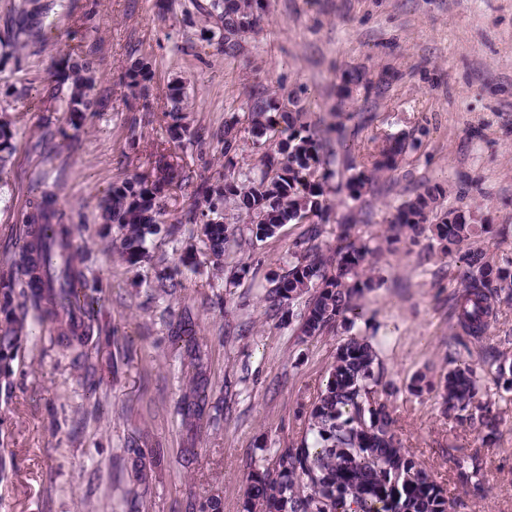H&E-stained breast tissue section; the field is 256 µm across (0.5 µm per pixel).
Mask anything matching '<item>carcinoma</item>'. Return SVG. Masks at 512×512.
Masks as SVG:
<instances>
[{
	"mask_svg": "<svg viewBox=\"0 0 512 512\" xmlns=\"http://www.w3.org/2000/svg\"><path fill=\"white\" fill-rule=\"evenodd\" d=\"M37 0H11V21L0 46L11 50L15 64L20 52L38 38ZM262 8L261 0H208L201 7L216 30L207 40L219 38L224 55L236 54L239 39L252 28L253 12ZM100 63L93 51L65 54L51 68L43 87V97L69 114L73 129L82 127L87 114L94 111L95 89ZM152 80V67L137 58L125 69L121 82L136 100L146 99ZM170 108L164 113L166 132L171 142L201 147L217 140L221 143L228 168L235 167L238 151L235 126L224 123V132L207 131L193 125L187 111V94L174 86L168 95ZM149 111L147 103L128 105L133 113L128 120L126 148L140 146L137 128L142 119L138 111ZM248 118L257 134L274 144L279 158L262 162L260 175L239 171L224 176V184L201 183L185 214L188 223L203 225L211 257L220 262L234 241L236 226L226 221V209L233 206L253 219L255 236L270 238L286 224H307L294 244L296 261L269 280L264 301L268 310L279 313L293 306L304 294L310 295L298 314L299 330L305 336H319L336 328L347 314L358 315L357 301L375 288L374 279L364 273L371 249L350 234L349 225L336 238V245L323 248L321 224L326 222L325 185L338 178L336 192L347 191L357 202L374 185L375 175L392 170L399 159L415 148V139L394 135L369 154L367 164L342 162L334 149L326 148L320 131L307 121L300 107L284 111L277 97L260 95L254 99ZM16 131L7 113L0 108V185L7 182ZM336 169H330V166ZM156 179L138 175L112 185L101 203L105 224L122 230L121 255L131 264L147 253V236L159 231L163 198L179 178L177 170L156 160ZM445 195L440 185H430L396 207L392 223L405 228L412 239L430 234L445 254H452L470 241L474 225L458 222L447 212L436 224L429 223V212ZM23 223L31 232L16 238L18 256L15 274L39 251L69 239L71 230L66 213L57 207L56 195L43 189L30 204ZM62 287L34 290L15 288L16 279L0 276V394L10 396L13 389L14 361L22 348L23 331L29 312L35 320L50 321L58 332L57 342L75 354V360L88 356L89 344L98 351L112 346V336H90L101 308L100 291L81 289V299L73 298L72 283H80L84 272L72 258L59 255ZM463 291L455 298L457 325L470 339L477 340L490 328L497 302L512 295V265H496L486 260L479 249L468 252L461 276ZM390 382L372 336H349L336 347L328 368L324 390L319 394L300 444L277 448L271 462L252 471L245 492L244 512H448L447 490L402 443L395 420L386 404ZM484 393L476 368L462 361L448 371L441 397L448 414L492 437L497 416L485 407ZM209 405L206 384L196 383L179 412L185 420L201 419ZM126 453L133 463L136 480L149 487V472L154 454L131 442ZM457 482L478 488L483 483L485 463L476 453L462 448L452 455Z\"/></svg>",
	"mask_w": 512,
	"mask_h": 512,
	"instance_id": "1",
	"label": "carcinoma"
}]
</instances>
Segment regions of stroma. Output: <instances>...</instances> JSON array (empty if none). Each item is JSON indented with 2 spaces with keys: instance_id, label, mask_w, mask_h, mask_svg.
Listing matches in <instances>:
<instances>
[{
  "instance_id": "35a3bbf8",
  "label": "stroma",
  "mask_w": 512,
  "mask_h": 512,
  "mask_svg": "<svg viewBox=\"0 0 512 512\" xmlns=\"http://www.w3.org/2000/svg\"><path fill=\"white\" fill-rule=\"evenodd\" d=\"M41 46L0 76L27 85L12 102L18 130L8 187L0 189V273L14 263L12 244L41 184L54 185L68 215L79 267L101 290L105 322L118 358L92 354L97 383L88 393L51 325L28 336L14 364V394L0 434L11 465L0 484V512H188L191 501L219 497L223 512H243L247 476L274 449L300 442L325 384L337 345L350 333L386 337L388 398L406 448L448 490L450 512H512V390L493 387L489 354L512 357V300H501L486 335L471 342L470 362L490 384L499 417L493 438L444 414L438 394H414L418 372L439 381L452 367L449 344L460 330L454 299L462 253L443 254L428 240H386L396 206L439 184L443 208L473 212L484 227L475 246L487 259L512 262V0H264L261 22L240 40L235 56L202 36L198 0H41ZM96 47L101 59L100 112L77 131L64 112L46 111L40 89L67 50ZM151 61L142 154L121 161L129 91L120 78L130 62ZM368 86L344 96L349 76ZM185 84L190 117L213 130L236 120L238 168L260 166L270 153L251 131L248 107L268 90L294 98L320 126L343 123L350 157L363 162L377 141L409 133L416 149L381 173L379 191L352 234L376 247L367 268L377 283L361 301L354 326L305 337L298 318L271 315L262 299L268 276L284 272L303 225L287 224L256 239L246 221L213 266L201 225L184 222L200 180L224 177L221 146H175L163 113L170 85ZM55 130L50 151L36 149L43 129ZM172 155L185 180L171 190L166 224L175 235L148 236V260L129 264L117 252L118 227L98 224V204L113 183L150 172L151 153ZM176 273L180 286L169 293ZM195 323L200 360L175 346L170 328L183 315ZM206 379L212 403H223L219 426L189 428L176 409L191 379ZM154 449L149 492L134 478L124 448L129 438ZM197 458L184 467L180 451ZM479 450L480 488L461 487L449 452Z\"/></svg>"
}]
</instances>
